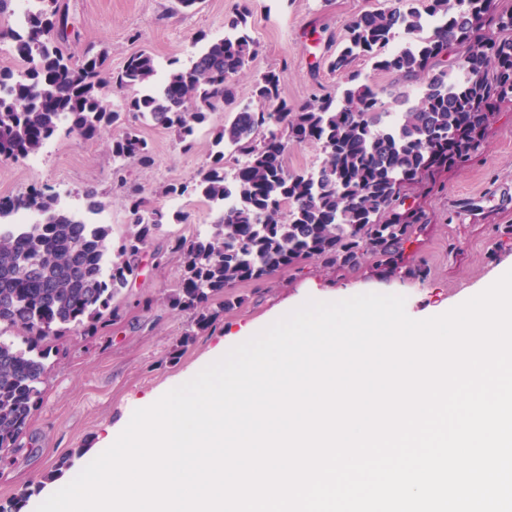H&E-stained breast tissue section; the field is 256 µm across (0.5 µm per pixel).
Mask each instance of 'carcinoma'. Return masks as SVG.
<instances>
[{
  "instance_id": "obj_1",
  "label": "carcinoma",
  "mask_w": 512,
  "mask_h": 512,
  "mask_svg": "<svg viewBox=\"0 0 512 512\" xmlns=\"http://www.w3.org/2000/svg\"><path fill=\"white\" fill-rule=\"evenodd\" d=\"M21 30L0 35L23 66L0 69V158L25 159L55 134L61 117L84 139L110 135L112 160L141 167L153 164L148 142L126 122L129 114L173 131L191 145L209 115L232 104L236 76L255 54L246 35L208 44L187 67L173 68L159 85L153 56H130L115 74L104 60L87 54L75 65L60 42L68 38L62 0H33ZM443 22L430 35L428 19ZM416 36L396 53L386 47L396 30ZM454 49L465 77L438 69ZM359 59L406 82L430 75L421 97L390 121L378 91L353 69ZM345 84L332 95L296 105L281 96L280 79L264 74L254 95L269 110L237 111L216 138L219 146L192 184L169 183L167 195L193 191L223 206L220 222L202 237L171 238L166 252L184 265L180 288L169 296L175 307L194 313L200 328L215 319L210 301L260 281L303 259L327 267L355 266L367 253L394 262L417 225L428 223L419 207L406 203L403 188L443 169L461 168L479 149L493 111L512 105V12L495 0H392L391 6L359 14L347 25L342 47L331 61ZM110 82L132 89L123 111L109 110L100 89ZM315 144L323 162L315 174L288 170V144ZM245 161L228 182L224 146ZM136 230L117 247L105 224H89L60 207L47 188L30 187L0 208V452L21 446L41 400L46 367L43 342L66 331L87 335L118 317L112 299L135 275L165 215L148 209L140 189L125 196ZM18 210L37 213L35 224H8ZM19 331L22 348L5 338Z\"/></svg>"
}]
</instances>
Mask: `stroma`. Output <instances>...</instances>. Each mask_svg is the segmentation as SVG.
<instances>
[{"label":"stroma","instance_id":"stroma-1","mask_svg":"<svg viewBox=\"0 0 512 512\" xmlns=\"http://www.w3.org/2000/svg\"><path fill=\"white\" fill-rule=\"evenodd\" d=\"M69 37L64 49L73 63L87 51L104 50L106 65L122 69L131 55L149 52L160 71L171 62L188 66L207 42L223 38L228 22L248 11L247 32L255 55L237 77L234 105L211 114L196 131L191 147L176 135L143 118L132 124L151 146L152 167L126 166L128 184L143 188L151 207L173 215L188 214L184 223L163 225L156 241L193 238L207 230L219 209L201 195L164 196L171 182H191L204 166L213 142L236 109L263 110L253 94L256 79L267 71L280 77L283 94L300 103L312 95L340 94L342 78L330 62L342 43L348 23L358 14L389 6L390 0H201L192 12L176 0H66ZM364 82L379 92L384 111H401L402 101H415L422 81L397 83L393 75L374 70L371 62L355 64ZM37 168L26 160L0 159V198L13 197L30 186L49 187L61 205L91 224H106L112 245L134 229L123 191L112 172L108 138L86 140L66 129L39 152ZM96 191L104 206L95 213L85 206L86 191ZM408 203L429 217L406 242L396 262L364 257L352 268H326L304 261L257 282L237 285L232 309L215 296L218 320L196 331L192 312L172 307L168 297L179 287V257L155 264L141 258L136 275L116 297L118 320L97 335L66 333L50 339L45 360L42 402L34 411L21 448L0 462V499L38 496L60 471L75 474L102 447L112 427L120 425L150 397L167 389L209 358L212 350L243 328L267 319L289 299L315 288L341 290L361 285L376 293L396 287L406 299L409 316L447 309L462 291L477 286L512 260V107L498 109L489 124L485 145L468 164L405 187Z\"/></svg>","mask_w":512,"mask_h":512}]
</instances>
